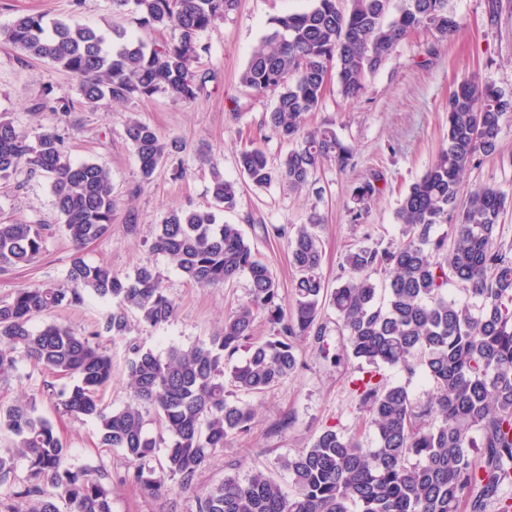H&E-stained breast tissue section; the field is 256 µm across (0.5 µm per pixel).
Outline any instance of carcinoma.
Returning <instances> with one entry per match:
<instances>
[{
    "label": "carcinoma",
    "instance_id": "cac0c4a2",
    "mask_svg": "<svg viewBox=\"0 0 512 512\" xmlns=\"http://www.w3.org/2000/svg\"><path fill=\"white\" fill-rule=\"evenodd\" d=\"M313 0L305 11L278 16L254 46L240 84L254 95L273 93L267 115L273 134L295 147L273 167L264 152L245 148L239 165L264 187L275 178L300 192L313 173L331 161L352 165V154L329 125L309 130L306 116L318 109L327 81L353 98L405 36L429 29L443 41L458 22L448 0ZM238 0H112L131 7L139 34L121 26L103 31L81 23L84 0H70L69 16L51 22L42 14L17 17L0 37L29 56L46 59L80 80L83 103L146 100L165 93L194 102L215 73L201 65L209 48L200 36L234 11ZM67 121L68 96L48 85L37 103ZM512 97L490 84L465 80L448 98L447 141L424 175L400 201L396 219L402 239L379 248L358 243L344 255L343 274L330 288L322 273V223L291 229L262 225L267 239H286L296 276L286 305L279 284L236 224L218 222L213 210L188 209L165 216L152 242L183 277L202 287L224 285L241 275L250 298L224 318L209 340L161 357L128 345L132 402L107 408L103 392L112 383V357L99 345L105 332L123 339L132 312L151 328L170 322L175 301L160 275L141 266L121 276L85 260L81 250L112 224L110 171L98 162L71 160L57 128L35 136L0 113V179L18 170L47 178L64 219L63 234L75 253L65 280L17 289L0 301V382H8L24 357L70 383L51 393L54 407L95 422L100 444L123 452L129 462L122 481L155 496L174 487H194L198 472L227 442L248 434L252 405L293 376L299 365L295 339L322 343V310L336 313V331L347 354L359 362L347 377L373 427L375 447L334 426L281 461L293 495L261 470L248 479L227 475L197 496V512H512V245L499 241V219L512 199L490 186L458 204L463 175L479 154L497 151ZM142 181L177 159L181 145L164 140L137 120L126 129ZM373 174L352 192L351 223L365 221L380 189ZM212 197L222 210L237 206L236 183L213 172ZM451 225L448 234L437 226ZM45 224L0 223V271L28 266L42 254ZM379 274L385 275L381 282ZM455 284L467 297L448 296ZM91 294L116 302L103 331L76 334L33 321L62 305H80ZM272 336L254 340L257 319ZM246 358L235 361L241 350ZM398 369L404 381L387 379ZM422 376L428 398L413 400L409 385ZM158 425L152 433L150 421ZM0 512H112V490L94 472L74 467L54 422L38 412L36 398L0 403ZM22 484L15 486L18 464Z\"/></svg>",
    "mask_w": 512,
    "mask_h": 512
}]
</instances>
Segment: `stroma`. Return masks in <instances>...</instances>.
<instances>
[{
  "instance_id": "stroma-1",
  "label": "stroma",
  "mask_w": 512,
  "mask_h": 512,
  "mask_svg": "<svg viewBox=\"0 0 512 512\" xmlns=\"http://www.w3.org/2000/svg\"><path fill=\"white\" fill-rule=\"evenodd\" d=\"M489 3L448 0V8L459 22L457 32L444 42L428 30L408 35L367 75L357 98H344L337 83L329 82L319 110L307 116L306 126L332 124L352 152L354 165L342 171L325 164L313 175L312 189L298 193L278 181L254 187L241 172L238 157L245 147L260 148L275 165L292 145L264 124L266 114L275 106V96L248 94L239 75L269 21L308 9L312 0H239L237 8L202 37L209 47L202 63L216 78L188 105L159 94L150 100L80 106L76 77L0 40V113H8L32 134L56 125L54 113L34 109L43 88L54 86L77 103L68 118L71 159L102 162L111 171L112 226L79 252L86 261L107 264L123 276L144 265L153 267L178 305L174 319L167 324L150 328L134 319L127 340L115 341L106 334L100 337L99 343L108 349L113 364L112 383L103 395L105 405L119 409L129 401L128 342L161 356L173 348H190L208 341L223 326L225 315L249 298L247 276L226 286L202 288L188 282L166 256L151 248L156 226L167 213L213 205V171L237 182L240 189L237 207L221 213V220L240 226L268 264L283 297L291 295L294 270L285 242L264 238L262 225L304 224L312 212H319L324 218L317 227L323 242L322 271L331 285L351 245L366 240L384 247L400 241L396 209L402 193L424 174L447 138L449 95L472 76L512 95V0H499L494 16L489 13ZM68 12L69 0H0V27L22 14L60 19ZM133 119L150 125L163 138L184 143L179 155L184 176L174 177L171 167L165 166L155 172L150 183H143L126 136V126ZM374 173L380 176L381 193L364 224L353 225L347 212L352 190ZM479 185L512 194V113L503 118L497 153L477 157L464 176L462 189L467 192ZM1 219L44 224L52 232L36 263L0 272V300L9 299L17 288L64 278L77 251L59 229L63 219L46 178L21 170L0 180ZM113 307V302L89 297L82 305L55 309L49 318L85 334L103 323ZM322 316L328 326L324 344L298 338L296 374L267 394L252 398L255 417L250 433L232 440L214 456L199 472L192 490L177 489L151 498L123 482L127 466L123 453L101 447L95 423L56 414L43 386L51 383L59 389L63 380L28 360H20L16 378L0 384V400L36 397L40 411L53 418L69 449V464L99 470L110 485L112 512H196V489L218 483L227 475L245 480L259 469L272 473L290 495L294 487L280 466L281 459L309 446L325 427L334 426L346 434L359 432L365 447L374 445L372 429L346 383L357 364L343 352L335 332L334 311L325 309Z\"/></svg>"
}]
</instances>
